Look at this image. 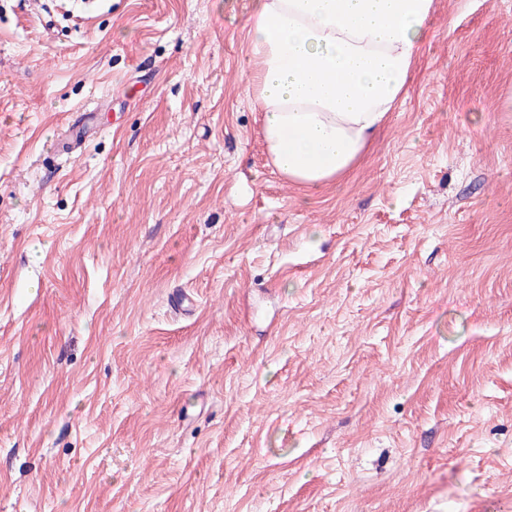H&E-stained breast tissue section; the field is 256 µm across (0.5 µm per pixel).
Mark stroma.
I'll return each instance as SVG.
<instances>
[{
    "label": "stroma",
    "instance_id": "35a3bbf8",
    "mask_svg": "<svg viewBox=\"0 0 512 512\" xmlns=\"http://www.w3.org/2000/svg\"><path fill=\"white\" fill-rule=\"evenodd\" d=\"M251 6L0 0V512H512V0L310 192Z\"/></svg>",
    "mask_w": 512,
    "mask_h": 512
}]
</instances>
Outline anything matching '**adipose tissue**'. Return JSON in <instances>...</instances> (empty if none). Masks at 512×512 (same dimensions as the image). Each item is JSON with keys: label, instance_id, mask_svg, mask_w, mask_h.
I'll return each mask as SVG.
<instances>
[{"label": "adipose tissue", "instance_id": "obj_1", "mask_svg": "<svg viewBox=\"0 0 512 512\" xmlns=\"http://www.w3.org/2000/svg\"><path fill=\"white\" fill-rule=\"evenodd\" d=\"M435 0H253L245 85L273 168L317 188L353 169L395 111Z\"/></svg>", "mask_w": 512, "mask_h": 512}]
</instances>
